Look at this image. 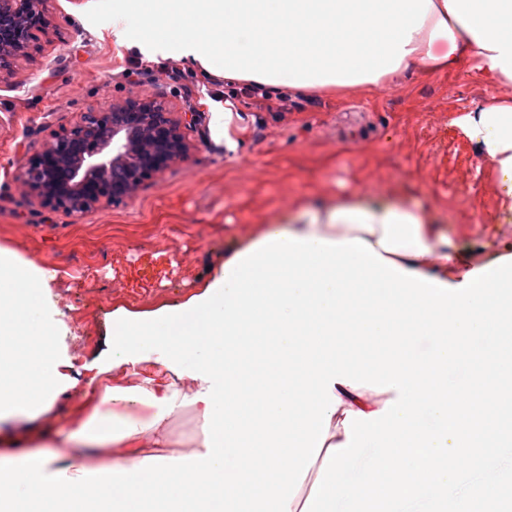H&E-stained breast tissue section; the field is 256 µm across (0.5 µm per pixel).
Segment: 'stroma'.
Here are the masks:
<instances>
[{"mask_svg":"<svg viewBox=\"0 0 512 512\" xmlns=\"http://www.w3.org/2000/svg\"><path fill=\"white\" fill-rule=\"evenodd\" d=\"M53 27L33 57L0 74V246L53 271L43 311L56 351L88 380L114 315L151 313L201 293L218 256L262 224L358 192L431 211L470 265L512 241L496 173L452 120L512 85L465 73L410 74L382 91L312 95L290 108L227 109L225 83L189 61L130 46L113 0H49ZM153 78L120 74L127 60ZM183 78L172 83L169 69ZM140 94L192 113L185 161L119 205L80 215L40 207L18 187L26 158L84 112Z\"/></svg>","mask_w":512,"mask_h":512,"instance_id":"stroma-1","label":"stroma"}]
</instances>
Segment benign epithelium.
<instances>
[{
    "instance_id": "obj_1",
    "label": "benign epithelium",
    "mask_w": 512,
    "mask_h": 512,
    "mask_svg": "<svg viewBox=\"0 0 512 512\" xmlns=\"http://www.w3.org/2000/svg\"><path fill=\"white\" fill-rule=\"evenodd\" d=\"M47 0H0V71L31 57L50 26ZM188 154L182 122L162 101L128 96L82 113L19 167L16 181L40 206L69 214L132 199Z\"/></svg>"
}]
</instances>
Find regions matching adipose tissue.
I'll return each mask as SVG.
<instances>
[{"label":"adipose tissue","mask_w":512,"mask_h":512,"mask_svg":"<svg viewBox=\"0 0 512 512\" xmlns=\"http://www.w3.org/2000/svg\"><path fill=\"white\" fill-rule=\"evenodd\" d=\"M120 21L137 45H160L225 81L270 90L381 89L412 67L453 72L471 63L476 78L512 84V0H122ZM455 125L500 176L512 205V100L479 103ZM287 232L297 237L365 240L402 269L449 285L467 272L444 225L425 211L357 196L304 212L299 222L266 224L256 240ZM52 274L17 250L0 247V446L41 436L40 417L53 412L62 389L77 380L62 374L54 349L58 324L31 318ZM200 379L178 377L153 361L135 382L87 387L74 419L73 450L48 460L44 473L132 469L147 456H166L172 417L183 397L195 416L206 404ZM341 400L326 442H346L347 411L383 405L364 389L335 384Z\"/></svg>","instance_id":"adipose-tissue-1"}]
</instances>
